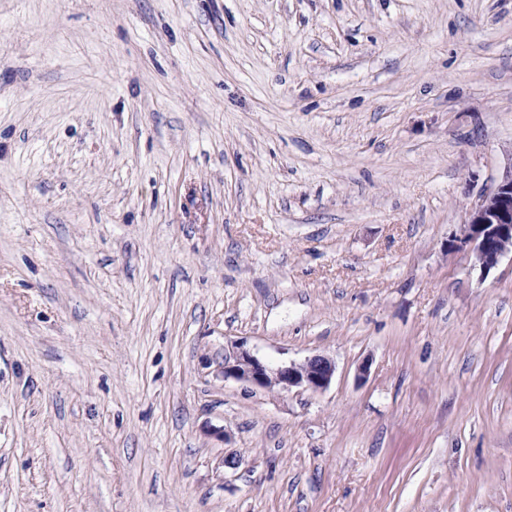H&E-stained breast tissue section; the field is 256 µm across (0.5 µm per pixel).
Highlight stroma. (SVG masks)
I'll return each instance as SVG.
<instances>
[{"instance_id":"obj_1","label":"stroma","mask_w":512,"mask_h":512,"mask_svg":"<svg viewBox=\"0 0 512 512\" xmlns=\"http://www.w3.org/2000/svg\"><path fill=\"white\" fill-rule=\"evenodd\" d=\"M511 166L512 0H0V512H512ZM465 224L461 237L448 240L447 250H466L474 267L488 274L512 252V166L478 195L467 210ZM335 365L323 355H313L302 362L286 361L270 365L240 345L225 354L220 373L224 378L264 388L289 392L296 388L312 393L326 390L332 381Z\"/></svg>"}]
</instances>
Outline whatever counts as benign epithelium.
Listing matches in <instances>:
<instances>
[{
    "label": "benign epithelium",
    "instance_id": "7a95c632",
    "mask_svg": "<svg viewBox=\"0 0 512 512\" xmlns=\"http://www.w3.org/2000/svg\"><path fill=\"white\" fill-rule=\"evenodd\" d=\"M447 249L465 250L482 274L496 268L501 258L512 252V167L494 186L481 192L466 213L462 236L448 241ZM335 365L323 355L302 362L286 361L271 365L244 346L224 355L220 373L224 378L264 388L289 392L296 388L312 393L326 390Z\"/></svg>",
    "mask_w": 512,
    "mask_h": 512
}]
</instances>
